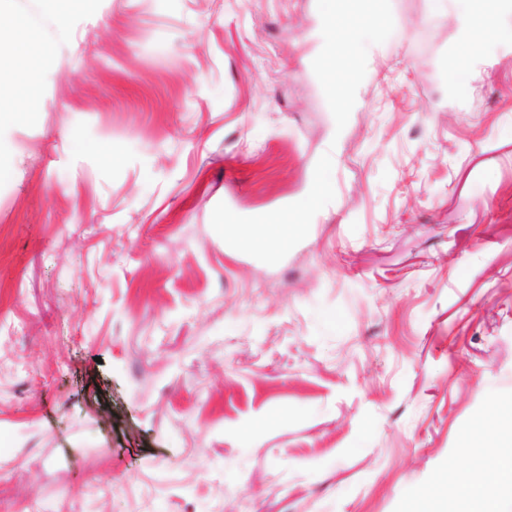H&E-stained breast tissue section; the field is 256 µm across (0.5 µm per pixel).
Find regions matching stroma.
<instances>
[{
  "label": "stroma",
  "instance_id": "stroma-1",
  "mask_svg": "<svg viewBox=\"0 0 512 512\" xmlns=\"http://www.w3.org/2000/svg\"><path fill=\"white\" fill-rule=\"evenodd\" d=\"M342 132L317 0H91L0 150V512H413L512 409V51L391 0ZM333 201L275 265L226 244ZM484 425L479 447L464 431Z\"/></svg>",
  "mask_w": 512,
  "mask_h": 512
}]
</instances>
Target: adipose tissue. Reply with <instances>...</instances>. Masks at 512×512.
I'll return each instance as SVG.
<instances>
[{"label": "adipose tissue", "mask_w": 512, "mask_h": 512, "mask_svg": "<svg viewBox=\"0 0 512 512\" xmlns=\"http://www.w3.org/2000/svg\"><path fill=\"white\" fill-rule=\"evenodd\" d=\"M512 0H461L463 7L457 15L458 33L464 52L450 74L458 89H466L477 62L483 57L488 41L499 40L512 48V32L503 31L499 17ZM431 498L456 502L461 512H512V493L501 496L470 478L437 486Z\"/></svg>", "instance_id": "ef3b65f1"}]
</instances>
